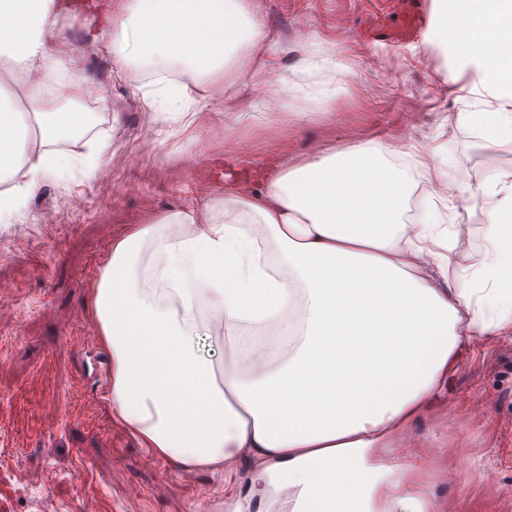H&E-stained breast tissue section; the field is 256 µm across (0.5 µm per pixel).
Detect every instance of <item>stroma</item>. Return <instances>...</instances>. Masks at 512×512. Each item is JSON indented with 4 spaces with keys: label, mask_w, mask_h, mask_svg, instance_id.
Listing matches in <instances>:
<instances>
[{
    "label": "stroma",
    "mask_w": 512,
    "mask_h": 512,
    "mask_svg": "<svg viewBox=\"0 0 512 512\" xmlns=\"http://www.w3.org/2000/svg\"><path fill=\"white\" fill-rule=\"evenodd\" d=\"M280 39L260 75L223 89L190 86L191 114L152 110L131 70L94 35L99 15L56 7L46 52L89 78L94 124L62 152L101 149L96 174L33 175L0 214V512H225L220 473L186 476L112 421V357L90 343V300L113 238L171 208L224 196V177L254 175L269 158L314 156L371 137L448 142V182L512 171V141L493 151L454 124L457 98L421 39H364L380 0H255ZM350 72L336 77L327 59ZM277 108H268L269 100ZM442 449L434 492L445 512H512V338L468 349L444 396L417 427Z\"/></svg>",
    "instance_id": "obj_1"
}]
</instances>
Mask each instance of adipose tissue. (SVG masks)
<instances>
[{"label":"adipose tissue","mask_w":512,"mask_h":512,"mask_svg":"<svg viewBox=\"0 0 512 512\" xmlns=\"http://www.w3.org/2000/svg\"><path fill=\"white\" fill-rule=\"evenodd\" d=\"M54 0H0V49L42 60L63 88L88 80L47 56ZM135 70L149 106L181 112L189 86L238 66L257 76L274 43L250 0H125L95 36ZM458 123L494 149L512 134V0H431ZM21 107L0 94V179L27 189L94 156H63L68 120L42 113L30 150ZM447 144L371 139L273 162L259 188L175 208L116 237L91 300L112 354L115 424L159 458L223 469L226 512H443L439 463L416 435L475 342L512 335V178L435 191ZM482 208L474 228L449 213ZM222 349L202 356L200 337ZM387 393L374 396L372 374ZM250 465L240 493L239 461Z\"/></svg>","instance_id":"1"}]
</instances>
